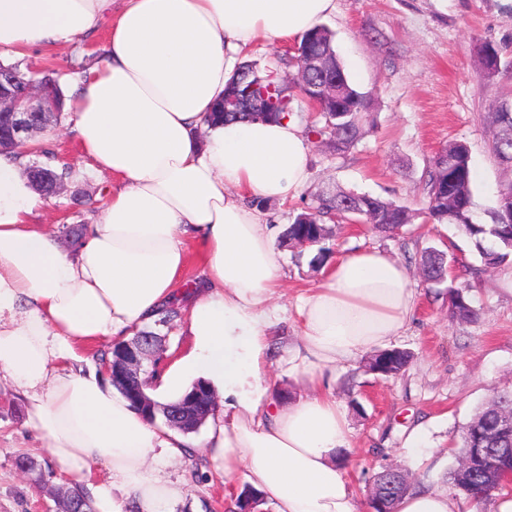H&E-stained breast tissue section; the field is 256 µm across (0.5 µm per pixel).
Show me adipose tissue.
Returning a JSON list of instances; mask_svg holds the SVG:
<instances>
[{
    "label": "adipose tissue",
    "mask_w": 512,
    "mask_h": 512,
    "mask_svg": "<svg viewBox=\"0 0 512 512\" xmlns=\"http://www.w3.org/2000/svg\"><path fill=\"white\" fill-rule=\"evenodd\" d=\"M335 9L336 0H0V57L108 30L67 100L84 156L114 181L77 252L37 223L45 199L23 174L27 155L0 156V377L94 512H170L185 489L158 466L192 454L225 479L244 473L276 512H358L337 461L350 427L332 372L401 335L416 302L409 271L377 249L338 257L301 300L297 341H285L277 232L253 201L284 202L305 187L312 140L294 114L210 116L248 50L301 38ZM189 240L202 267L187 309L192 344L145 391L179 396L209 381L224 411L200 440L155 427L107 374L72 366L77 346L153 324L192 259ZM275 367L302 395H273ZM100 466L107 480L94 478ZM397 512L478 510L424 487Z\"/></svg>",
    "instance_id": "obj_1"
}]
</instances>
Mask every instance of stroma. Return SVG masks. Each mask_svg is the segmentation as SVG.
Segmentation results:
<instances>
[{
	"mask_svg": "<svg viewBox=\"0 0 512 512\" xmlns=\"http://www.w3.org/2000/svg\"><path fill=\"white\" fill-rule=\"evenodd\" d=\"M358 90L374 103L375 127L358 148L336 155L329 143L314 142L310 177L298 197L285 203L256 200L276 230L313 205L322 189L342 187L410 206L413 223L396 237L345 221L332 220L328 245L333 256L377 248L409 270L417 305L394 346L411 351L405 375L382 379L357 370V362L337 367L336 397L350 427L349 478L358 512H369L368 489L375 474L393 466L408 471L416 485L442 486L462 428L493 395L512 391V265L481 269L470 239L448 224H434L423 209V172L431 157L451 141L465 142L475 173L472 219L493 223L498 188L507 172L491 147L495 127L487 114L512 96V68L488 74L477 53L490 42L512 59V0H336L323 21ZM105 33L77 37L63 50L33 48L19 58L21 69L57 77L63 93H72L87 67L99 61ZM65 115L42 135V145L70 164L72 177L61 195L48 198L44 223L53 227L89 224L112 193L111 176L91 170ZM436 247L448 255L458 281L471 285L477 320L462 323L448 315L444 289L429 287L418 265L422 251ZM300 247L280 249L288 294L280 302L282 332L294 336L297 298L322 282ZM23 400L0 383V512H56L55 492L69 489L49 451L25 428ZM422 428L437 447L433 459L409 454V435ZM29 456L37 472L19 471L16 461ZM166 479L183 483L184 499L175 512H225L224 475L208 466L191 470L189 462L162 465Z\"/></svg>",
	"mask_w": 512,
	"mask_h": 512,
	"instance_id": "35a3bbf8",
	"label": "stroma"
}]
</instances>
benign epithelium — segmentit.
I'll use <instances>...</instances> for the list:
<instances>
[{
    "label": "benign epithelium",
    "mask_w": 512,
    "mask_h": 512,
    "mask_svg": "<svg viewBox=\"0 0 512 512\" xmlns=\"http://www.w3.org/2000/svg\"><path fill=\"white\" fill-rule=\"evenodd\" d=\"M241 81L232 82L224 92L221 110L240 112L249 105L247 98L240 92ZM54 108L51 89L24 78L23 74L12 70H0V143L18 146L29 138L43 133L47 124L42 121L44 112ZM26 176L35 187L44 194L59 193L62 184L53 179L52 174L45 170L26 172ZM153 337L148 343L136 339L118 348L113 360L105 362L108 375L113 383L127 391L135 398L138 405L151 414H161L169 419L168 425L180 428L186 424L200 422L204 416L198 413L202 407L213 413L215 397L204 384L197 383L186 393L180 403L172 406L161 404L144 392L145 364L157 365L158 348L151 346Z\"/></svg>",
    "instance_id": "benign-epithelium-1"
}]
</instances>
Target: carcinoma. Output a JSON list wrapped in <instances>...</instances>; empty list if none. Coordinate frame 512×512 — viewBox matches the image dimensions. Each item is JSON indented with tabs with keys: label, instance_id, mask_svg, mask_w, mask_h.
Instances as JSON below:
<instances>
[{
	"label": "carcinoma",
	"instance_id": "cac0c4a2",
	"mask_svg": "<svg viewBox=\"0 0 512 512\" xmlns=\"http://www.w3.org/2000/svg\"><path fill=\"white\" fill-rule=\"evenodd\" d=\"M482 64L490 74L501 69V54L497 46L486 42L478 47ZM309 69L312 89L305 90L281 76V66ZM239 69L257 72L266 78L252 93L255 112H222L215 108L214 115L226 121H245L254 118H278L283 114L303 111L307 94L328 78L335 82L336 93L321 102V109L309 125L308 132L320 140L331 142L336 155H344L362 141L374 127L372 103L359 92L350 80L336 51L332 32L319 25L306 33L291 55L263 69L244 62ZM497 133L492 152L499 162L512 167V102H499L490 113ZM425 211L437 224H451L473 243L485 268L512 264V223L506 222L512 213V180L500 184L498 220L492 224L472 221L473 170L468 146L463 142H450L429 161L423 177ZM336 215L353 224L358 220L389 235L402 231L412 223L409 207L366 193L343 190H323L316 195L314 205L296 216L283 231L281 238L290 244L305 241L315 249L309 265L325 264L331 248L325 246L330 229L325 219ZM422 277L431 287L445 286L448 294V312L451 318L470 322L477 317L466 287L448 280L447 254L434 247L425 249L420 257ZM182 319V309L171 300L154 321L156 325H171ZM413 359L403 348L393 347L377 351L365 358L359 370L382 378L402 375ZM512 469V394L504 393L481 405L460 435L456 464L447 475L448 489L471 503H482L503 489L502 475ZM262 502L259 494L245 488L237 497V512L246 507L257 509Z\"/></svg>",
	"mask_w": 512,
	"mask_h": 512
}]
</instances>
